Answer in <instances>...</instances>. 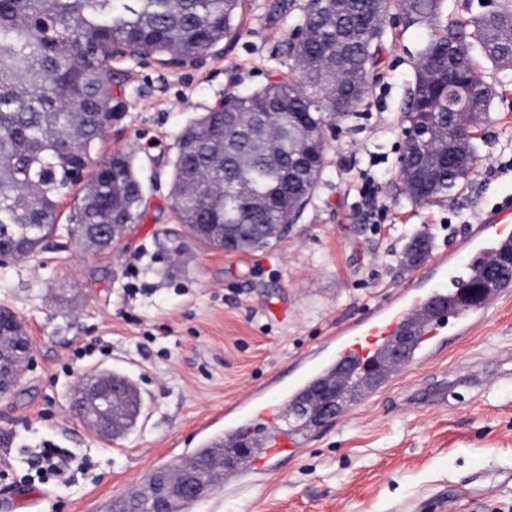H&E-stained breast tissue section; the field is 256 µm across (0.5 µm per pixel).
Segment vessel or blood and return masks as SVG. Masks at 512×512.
Here are the masks:
<instances>
[{"label":"vessel or blood","mask_w":512,"mask_h":512,"mask_svg":"<svg viewBox=\"0 0 512 512\" xmlns=\"http://www.w3.org/2000/svg\"><path fill=\"white\" fill-rule=\"evenodd\" d=\"M469 253L464 265L447 255L434 258L429 280L398 290L377 303L360 318L337 327L323 344L324 358L301 362L291 377L275 381L273 393L255 390L224 410V445L233 448L250 441L258 455L224 472V487L234 491L251 478L266 476L269 459L301 456L313 434L288 430L277 423L282 410L298 396L323 382L335 383L339 393L337 417H344L355 404L391 389L395 379L411 366L430 362L444 351L449 337L463 338L480 325L491 310L512 300V278H503L474 303H464L449 282L498 264L512 255V206L490 210L463 243ZM408 337L402 355L393 352L400 337ZM375 363L385 364L384 374L350 392L349 380Z\"/></svg>","instance_id":"b4317fda"}]
</instances>
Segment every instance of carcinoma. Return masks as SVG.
<instances>
[{"label": "carcinoma", "instance_id": "1", "mask_svg": "<svg viewBox=\"0 0 512 512\" xmlns=\"http://www.w3.org/2000/svg\"><path fill=\"white\" fill-rule=\"evenodd\" d=\"M444 0H309L303 35L290 44L293 64L278 80L228 91L177 136L171 195L185 237L222 250L267 248L312 197L324 152L306 135L354 116L366 95L386 18L436 24ZM242 0H0V250L30 257L63 230L80 240L93 229L133 224L143 191L134 154L97 158L112 126V65L153 58L170 66L196 62L239 35ZM497 69L512 64V0L469 23L436 28L416 63L403 110V193L427 203L467 180L458 145L476 156L475 129L487 119L494 92L476 59ZM339 88L343 99L327 100ZM242 112L247 128L224 124ZM76 171L90 172L68 223L57 224V198ZM0 350L21 361L15 314L5 308ZM112 403L86 406L93 426ZM289 417L297 427L321 422L313 400ZM224 442L194 450L202 495L223 488Z\"/></svg>", "mask_w": 512, "mask_h": 512}]
</instances>
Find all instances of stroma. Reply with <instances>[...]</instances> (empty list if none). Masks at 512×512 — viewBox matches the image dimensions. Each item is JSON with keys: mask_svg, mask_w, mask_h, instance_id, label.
<instances>
[{"mask_svg": "<svg viewBox=\"0 0 512 512\" xmlns=\"http://www.w3.org/2000/svg\"><path fill=\"white\" fill-rule=\"evenodd\" d=\"M306 3L243 0L239 37L194 66L115 64L119 118L98 155L133 151L145 185L140 220L107 252L61 233L40 253L0 265V306L34 340L32 366L0 397L9 435L0 466L29 475L21 487L34 495L13 512H102L147 472L222 431L232 399L319 357L338 324L425 272L404 258L415 234L440 254L483 212L512 201V69L488 64L495 98L469 179L430 203L399 193L402 107L432 28L391 23L379 79L357 116L326 130L322 179L281 240L248 253L166 249L167 234L181 230L170 177L179 132L225 92L287 72ZM366 180L368 198L358 194ZM95 369L130 376L143 399L137 427L115 440L93 435L70 404ZM443 387L444 403L435 396ZM46 441L68 454L70 482L30 475ZM270 467L255 488L216 491L191 512H512V305L345 421L322 423L298 459ZM21 487L0 481V501Z\"/></svg>", "mask_w": 512, "mask_h": 512, "instance_id": "1", "label": "stroma"}]
</instances>
